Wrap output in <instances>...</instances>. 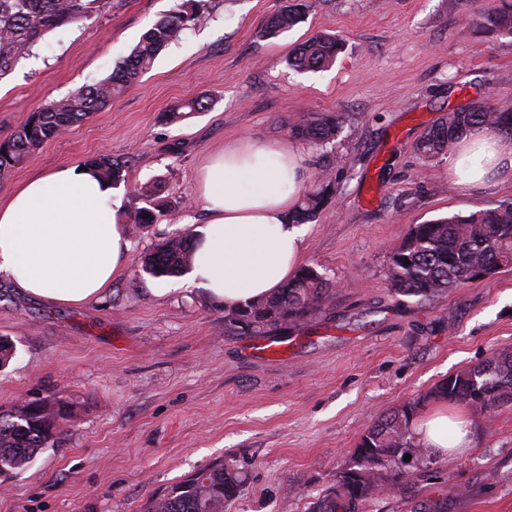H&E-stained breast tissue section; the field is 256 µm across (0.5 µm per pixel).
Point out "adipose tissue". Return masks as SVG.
<instances>
[{"label": "adipose tissue", "instance_id": "obj_1", "mask_svg": "<svg viewBox=\"0 0 512 512\" xmlns=\"http://www.w3.org/2000/svg\"><path fill=\"white\" fill-rule=\"evenodd\" d=\"M466 164L460 184L486 186L506 163L493 128L458 142ZM308 179L301 152L242 138L211 156L197 182L207 215L192 231L189 277L225 308L265 297L298 268L304 233L289 223ZM111 186L70 165L24 181L0 204V274L20 294L51 306H79L101 296L125 268L130 241ZM420 447L464 452L473 426L438 409L414 426Z\"/></svg>", "mask_w": 512, "mask_h": 512}]
</instances>
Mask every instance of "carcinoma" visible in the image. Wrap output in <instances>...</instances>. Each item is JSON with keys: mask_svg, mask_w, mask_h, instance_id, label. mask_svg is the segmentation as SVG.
I'll return each mask as SVG.
<instances>
[{"mask_svg": "<svg viewBox=\"0 0 512 512\" xmlns=\"http://www.w3.org/2000/svg\"><path fill=\"white\" fill-rule=\"evenodd\" d=\"M203 0H180L141 36L129 55L105 79L50 101L35 111L9 136L0 139V176L27 161L44 143L107 106L112 98L134 84L155 58L202 19ZM105 0H0V78L50 32L87 21L101 10ZM310 4L287 0L268 21L263 35L288 31ZM476 25L487 33L512 36V0H490L476 15ZM341 49L334 34H317L288 55V67L317 71L331 65ZM210 96L198 95L168 111L166 119L181 122L208 110ZM343 115L322 112L290 126L288 135L312 145L329 144L343 128ZM496 126L512 136V108L487 102L448 113L419 145L424 157L449 150L467 130ZM128 161L100 154L88 161L100 179L116 186L125 180ZM332 195L331 178L316 175L314 185L301 199L291 219L305 224L315 217ZM144 205L137 208L133 233L158 222L166 206L160 189L140 190ZM194 252L190 237L169 239L142 260L152 277L177 276L190 270ZM512 268V202L467 216H452L414 224L390 255L392 289L404 296L433 300L480 278ZM330 282L310 266L271 295L248 300L224 311L229 332L261 336L282 331L320 307ZM438 400L464 404L485 418L512 403V354L491 358L485 364L448 377L426 395L404 404L368 429L354 450L353 465L340 472L336 485L314 503L313 512H357L360 504L385 490L402 491L416 481L404 455L422 454L414 444L411 425L424 402ZM69 413L54 402L28 401L21 406H0V480L13 478L37 453L51 447L59 422ZM247 473L246 461L231 456L215 462L174 487L152 497L143 512H227L237 499Z\"/></svg>", "mask_w": 512, "mask_h": 512, "instance_id": "cac0c4a2", "label": "carcinoma"}]
</instances>
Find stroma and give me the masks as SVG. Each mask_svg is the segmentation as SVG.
<instances>
[{"label":"stroma","mask_w":512,"mask_h":512,"mask_svg":"<svg viewBox=\"0 0 512 512\" xmlns=\"http://www.w3.org/2000/svg\"><path fill=\"white\" fill-rule=\"evenodd\" d=\"M290 31L263 36L283 0H207L204 18L99 112L0 176V203L40 172L108 152L128 159L116 196L131 224L140 187L171 207L131 236L105 295L50 306L0 275V405L61 400L71 411L52 447L0 484V512H140L155 494L212 462L249 459L228 512H311L368 428L500 352H512V268L428 301L396 294L391 251L411 225L512 201V173L467 190L448 176L455 154L417 145L448 112L481 101L512 107V38L480 33V0H311ZM175 0H107L92 19L48 34L0 79V136L41 104L108 77ZM324 32L343 49L332 67L297 72L293 48ZM209 93L208 111L174 124L165 111ZM340 112L322 147L300 144L333 196L305 226L304 264L332 283L323 305L288 331L287 352L256 356L252 336L224 327V306L178 275L153 278L141 258L205 226L196 195L212 153L249 136L288 144L302 114ZM469 452L412 457L425 476L363 512H512V405L471 413Z\"/></svg>","instance_id":"obj_1"}]
</instances>
